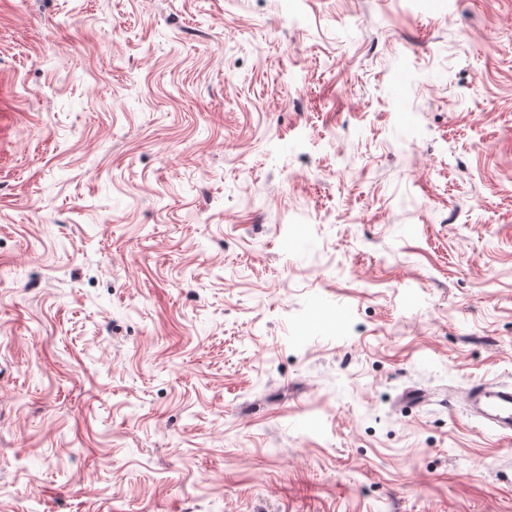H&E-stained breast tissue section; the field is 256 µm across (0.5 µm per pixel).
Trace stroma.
I'll return each mask as SVG.
<instances>
[{"instance_id": "35a3bbf8", "label": "stroma", "mask_w": 512, "mask_h": 512, "mask_svg": "<svg viewBox=\"0 0 512 512\" xmlns=\"http://www.w3.org/2000/svg\"><path fill=\"white\" fill-rule=\"evenodd\" d=\"M480 380L512 0H0V512H512Z\"/></svg>"}]
</instances>
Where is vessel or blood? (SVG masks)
<instances>
[{
    "label": "vessel or blood",
    "instance_id": "vessel-or-blood-1",
    "mask_svg": "<svg viewBox=\"0 0 512 512\" xmlns=\"http://www.w3.org/2000/svg\"><path fill=\"white\" fill-rule=\"evenodd\" d=\"M462 401L485 428L496 435L512 432V385L492 381L468 383Z\"/></svg>",
    "mask_w": 512,
    "mask_h": 512
}]
</instances>
